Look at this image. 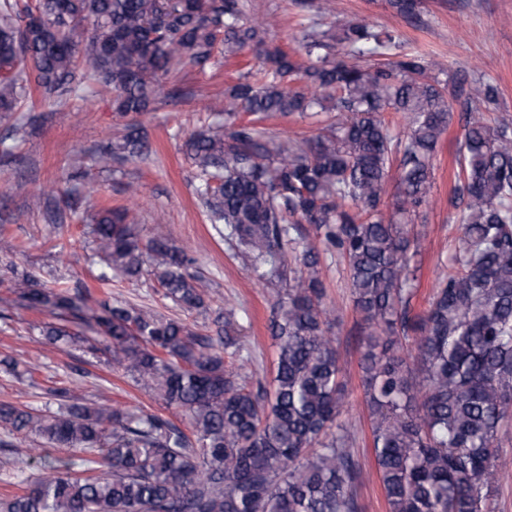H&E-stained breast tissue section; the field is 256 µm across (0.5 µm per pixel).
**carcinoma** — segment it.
Returning a JSON list of instances; mask_svg holds the SVG:
<instances>
[{
	"mask_svg": "<svg viewBox=\"0 0 512 512\" xmlns=\"http://www.w3.org/2000/svg\"><path fill=\"white\" fill-rule=\"evenodd\" d=\"M31 13L38 23L26 21ZM301 27L299 52L287 53L243 0H0V112L35 91L49 105L95 87L112 93L126 124L121 141L98 153L104 168L148 150L140 117L182 94V69L215 64L220 45L226 55H253L257 70L210 107L224 125L191 133L184 150L216 232L256 280L282 284L265 388L242 373L248 358L228 317L212 334L197 332L0 265L1 282L54 318L40 325L46 339L88 345L191 430L163 415L79 402L67 387L52 390L56 411L1 401V448L23 436L37 444L31 459L46 445L77 460L51 467L0 512H360L365 474L340 421L339 316L326 302L323 252L344 259L364 323L360 368L388 512H487L499 448L512 436V128L488 119L499 87L482 79L450 91L436 64L396 52L400 37L365 18ZM461 94L459 248L414 315L418 241L407 224L430 195L432 160ZM241 112L297 114L320 132L269 142ZM386 112L405 116L402 134ZM96 207L89 233L104 264L99 282L137 281L149 262L166 297L185 311L205 306L189 249L169 246L158 227L142 239L133 207Z\"/></svg>",
	"mask_w": 512,
	"mask_h": 512,
	"instance_id": "1",
	"label": "carcinoma"
}]
</instances>
